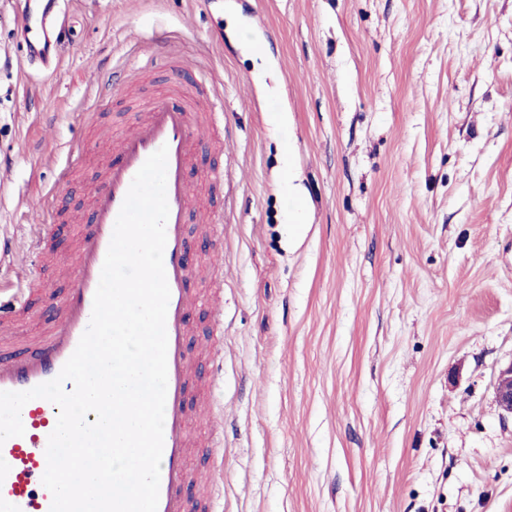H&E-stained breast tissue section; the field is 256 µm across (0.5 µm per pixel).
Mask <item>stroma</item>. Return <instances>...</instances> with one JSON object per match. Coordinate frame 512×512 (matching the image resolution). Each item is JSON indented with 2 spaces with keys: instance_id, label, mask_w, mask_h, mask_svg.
<instances>
[{
  "instance_id": "1",
  "label": "stroma",
  "mask_w": 512,
  "mask_h": 512,
  "mask_svg": "<svg viewBox=\"0 0 512 512\" xmlns=\"http://www.w3.org/2000/svg\"><path fill=\"white\" fill-rule=\"evenodd\" d=\"M0 0V284L75 248L42 204L86 208L161 72L158 37L217 75L224 142L193 179L224 211V370L193 385L222 441L216 512H512V0H60L57 70L25 64ZM133 96L95 105L93 78ZM81 176L58 189L69 155ZM223 168V188L208 174ZM495 394L500 409L512 417V363L500 371Z\"/></svg>"
}]
</instances>
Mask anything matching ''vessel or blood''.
<instances>
[{"label":"vessel or blood","instance_id":"1","mask_svg":"<svg viewBox=\"0 0 512 512\" xmlns=\"http://www.w3.org/2000/svg\"><path fill=\"white\" fill-rule=\"evenodd\" d=\"M54 48L48 32L40 31L38 39L27 45V59L57 66ZM165 66L171 79L148 101L131 128L116 139L112 163L93 181L87 212L70 216L76 248L64 273L67 288L55 304L45 335L37 339L35 349L0 351V391H26L54 379L73 354L91 319L94 295L125 196L146 159L167 147L169 214L163 260L170 290L168 379L157 512H204L205 502L188 492L195 479L188 460L194 417L190 395L196 378L188 342L190 313L197 305L199 290L195 269L188 262L187 226L193 221L208 225L214 243L211 264L217 267L224 257V216L199 205L190 179L198 149L209 134L192 106L197 86L178 80L192 64L171 49ZM30 296V288L22 285L10 295H0L1 328L14 326L27 313ZM57 419V407L44 399L31 400L22 408L24 434L0 444V512H50L52 495L42 477L47 468L48 438Z\"/></svg>","mask_w":512,"mask_h":512}]
</instances>
